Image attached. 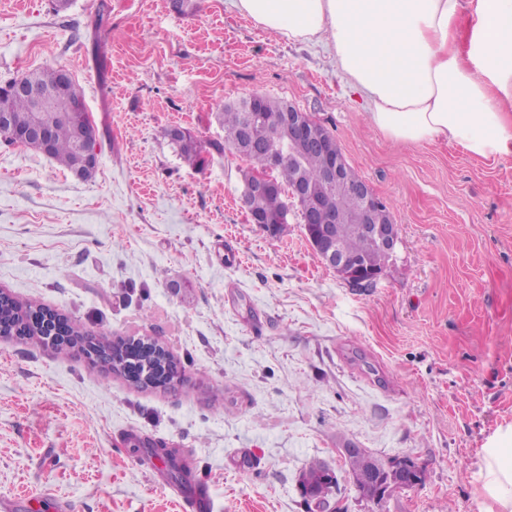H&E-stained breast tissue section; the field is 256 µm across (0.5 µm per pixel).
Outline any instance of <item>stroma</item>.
I'll return each instance as SVG.
<instances>
[{"mask_svg": "<svg viewBox=\"0 0 512 512\" xmlns=\"http://www.w3.org/2000/svg\"><path fill=\"white\" fill-rule=\"evenodd\" d=\"M0 0V84L69 70L100 148L89 180L0 142V289L110 339L152 336L181 381L140 389L78 352L0 340V496L30 512H181L189 456L216 512H473L478 450L512 425V158L388 140L334 56L257 28L230 0ZM259 93L327 128L388 207L399 244L360 287L323 264L299 217L270 235L241 206V160L212 150L222 104ZM204 143L189 167L167 132ZM409 459L424 484L373 502L340 450Z\"/></svg>", "mask_w": 512, "mask_h": 512, "instance_id": "stroma-1", "label": "stroma"}]
</instances>
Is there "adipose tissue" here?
<instances>
[{
    "label": "adipose tissue",
    "instance_id": "obj_1",
    "mask_svg": "<svg viewBox=\"0 0 512 512\" xmlns=\"http://www.w3.org/2000/svg\"><path fill=\"white\" fill-rule=\"evenodd\" d=\"M262 30L325 46L389 140L512 157V0H233ZM475 512H512V426L479 451Z\"/></svg>",
    "mask_w": 512,
    "mask_h": 512
}]
</instances>
